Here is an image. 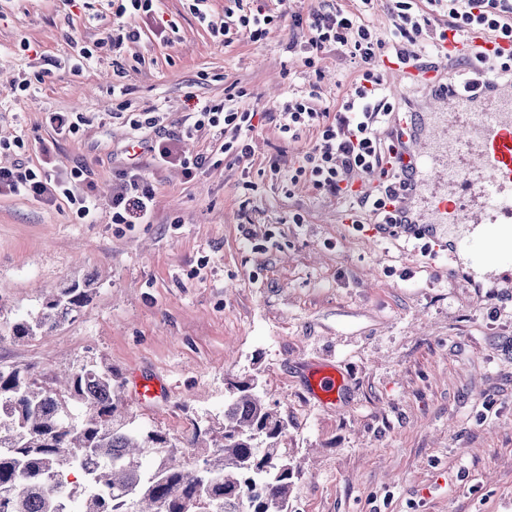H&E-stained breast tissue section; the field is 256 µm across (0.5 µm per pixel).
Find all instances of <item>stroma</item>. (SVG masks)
I'll use <instances>...</instances> for the list:
<instances>
[{
  "mask_svg": "<svg viewBox=\"0 0 512 512\" xmlns=\"http://www.w3.org/2000/svg\"><path fill=\"white\" fill-rule=\"evenodd\" d=\"M90 2L102 20L67 0H0V141L11 143L0 167L86 168L97 204L88 224L63 199L0 196V368L46 382L111 368L127 420L167 436L185 461L204 454L186 442L193 427L221 422L230 385L256 377L287 424L289 512H512V280L471 287L453 246L430 259L421 241L337 221L347 204L335 196L262 176L317 137H285L279 102L315 82L335 109L350 63L331 51L305 67L288 45L310 30L286 18L259 43L223 44L192 0H156L134 20L140 40L115 51L102 40L110 0ZM74 40L93 64L40 75V56L66 58ZM117 82L124 98L112 95ZM230 94L266 115L248 165L222 160L214 133L181 140L179 155L212 165L190 176L177 163L146 166L153 222L113 223L131 121L157 113L159 128L137 131L151 141ZM49 112L77 113V133L56 136ZM246 178L257 195L245 196ZM74 280L93 283L75 321L14 336L18 318ZM323 363L345 376L329 407L307 392ZM146 381L156 395L142 403Z\"/></svg>",
  "mask_w": 512,
  "mask_h": 512,
  "instance_id": "1",
  "label": "stroma"
}]
</instances>
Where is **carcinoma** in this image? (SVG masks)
Instances as JSON below:
<instances>
[{"label":"carcinoma","instance_id":"obj_1","mask_svg":"<svg viewBox=\"0 0 512 512\" xmlns=\"http://www.w3.org/2000/svg\"><path fill=\"white\" fill-rule=\"evenodd\" d=\"M88 281L73 282L42 309L14 324L34 336L75 319L90 298ZM224 401L221 435L193 469L174 455L166 436L117 419L112 370L83 366L58 388L26 371L0 369V512H240L237 495L258 487L246 512H288L293 475L277 439L284 423L253 381ZM78 403L84 415L70 418ZM159 457L142 468L146 453ZM84 479L75 504L68 477Z\"/></svg>","mask_w":512,"mask_h":512}]
</instances>
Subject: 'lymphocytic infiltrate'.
<instances>
[{"label":"lymphocytic infiltrate","mask_w":512,"mask_h":512,"mask_svg":"<svg viewBox=\"0 0 512 512\" xmlns=\"http://www.w3.org/2000/svg\"><path fill=\"white\" fill-rule=\"evenodd\" d=\"M208 0H194L196 17L211 27L215 34H240L251 42H260L269 25L280 15H288L293 25H308L310 39L301 45L292 43L288 49L301 55L305 64H312L315 55L333 50L346 57L357 78L343 92L336 112L319 108L318 88L307 95L291 96L278 106L281 130L288 139H298L304 131L317 129L315 144L298 157L289 174H282L279 163L270 166L271 179L287 177L289 185H305L347 201L353 213L368 211L380 214L382 199L378 196L356 193L352 185L356 177L376 176L384 188L405 189L411 183L408 170H387V154L394 150L392 140L382 139L393 111V103L385 94L384 75L379 61L394 53L397 43L434 39L436 25L447 20L449 29L458 37H466L476 30L495 37L512 38V0H394L391 7L392 30L390 40L381 39L367 18L375 7L374 0H360L357 11L334 7L326 11L318 6L308 13L295 9L294 0H278L279 11L266 9L262 0H233L223 18H215L206 8ZM256 110L239 107L233 98L204 106L194 121L183 127L182 137L191 139L205 130H217L223 136L221 148L225 156L235 161L248 160L252 154L249 135L254 131ZM147 147L153 166L162 167L177 159L173 138L162 136L152 145L131 139L126 146L128 166L123 181L112 192V221L116 224H148L154 217V189L143 176V166L137 154L139 147ZM84 175L75 168L69 178L52 179L18 165L0 168V195H25L37 201L66 199L76 205L80 217L92 216L95 203L89 192L78 189Z\"/></svg>","instance_id":"lymphocytic-infiltrate-1"}]
</instances>
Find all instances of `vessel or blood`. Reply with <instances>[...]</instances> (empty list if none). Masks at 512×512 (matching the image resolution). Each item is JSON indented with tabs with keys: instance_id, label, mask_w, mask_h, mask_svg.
Here are the masks:
<instances>
[{
	"instance_id": "obj_1",
	"label": "vessel or blood",
	"mask_w": 512,
	"mask_h": 512,
	"mask_svg": "<svg viewBox=\"0 0 512 512\" xmlns=\"http://www.w3.org/2000/svg\"><path fill=\"white\" fill-rule=\"evenodd\" d=\"M437 62L429 68L401 66L396 55L380 64L399 81L393 95L397 113L392 131L403 167L418 173L415 188L393 197L387 211L413 210L411 237L446 225L455 247L483 256L512 236V83L485 94L473 80L472 97L445 93L453 66L512 58V40L480 35L470 39L445 33L434 43ZM344 377L332 365L314 368L310 394L323 405L338 402Z\"/></svg>"
}]
</instances>
